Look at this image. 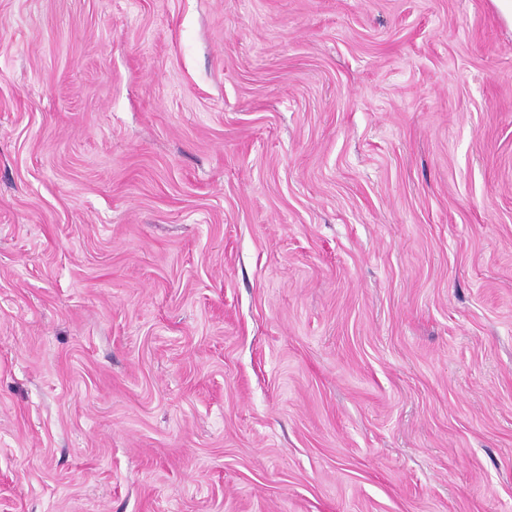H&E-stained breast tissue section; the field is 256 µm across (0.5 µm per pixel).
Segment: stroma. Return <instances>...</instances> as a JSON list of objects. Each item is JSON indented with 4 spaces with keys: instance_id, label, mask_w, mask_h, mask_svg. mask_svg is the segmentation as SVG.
I'll list each match as a JSON object with an SVG mask.
<instances>
[{
    "instance_id": "obj_1",
    "label": "stroma",
    "mask_w": 512,
    "mask_h": 512,
    "mask_svg": "<svg viewBox=\"0 0 512 512\" xmlns=\"http://www.w3.org/2000/svg\"><path fill=\"white\" fill-rule=\"evenodd\" d=\"M0 512H512L494 0H0Z\"/></svg>"
}]
</instances>
